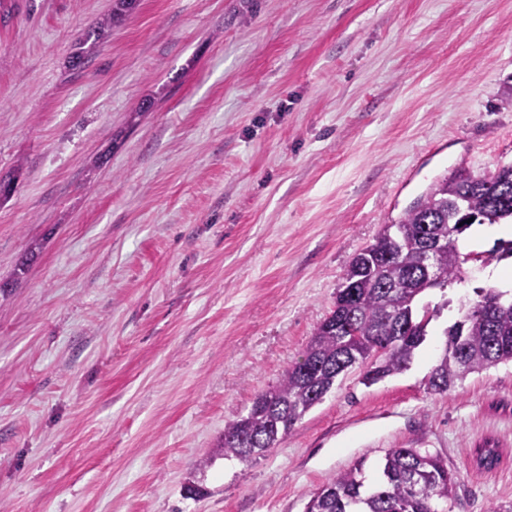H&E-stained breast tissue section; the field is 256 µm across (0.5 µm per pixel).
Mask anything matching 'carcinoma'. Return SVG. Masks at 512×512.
<instances>
[{
    "instance_id": "obj_1",
    "label": "carcinoma",
    "mask_w": 512,
    "mask_h": 512,
    "mask_svg": "<svg viewBox=\"0 0 512 512\" xmlns=\"http://www.w3.org/2000/svg\"><path fill=\"white\" fill-rule=\"evenodd\" d=\"M138 0H112V13L84 31L71 66L80 68L107 30L132 13ZM512 218V164L492 174L457 171L435 182L375 242L351 259L336 291L334 307L317 326L304 354L280 382L258 394L247 413L224 426L218 453L249 462L279 442L336 384L342 367L362 369L361 381L375 384L404 371L422 345L437 310L418 306L426 277L421 252L429 241L446 244L432 269L435 287L460 278L462 265L479 256L460 251L459 235L475 224ZM460 319L445 331L443 353L427 387L444 394L470 373L512 363V290L490 288L473 304L460 303ZM496 445L476 449L479 467L500 462ZM458 479L446 460L417 448H392L376 479L367 482L362 464L337 474L305 504V512H444L457 499Z\"/></svg>"
}]
</instances>
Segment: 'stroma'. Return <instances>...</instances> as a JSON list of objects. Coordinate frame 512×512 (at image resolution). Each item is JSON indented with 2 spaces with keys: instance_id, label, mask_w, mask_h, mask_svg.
Listing matches in <instances>:
<instances>
[{
  "instance_id": "obj_1",
  "label": "stroma",
  "mask_w": 512,
  "mask_h": 512,
  "mask_svg": "<svg viewBox=\"0 0 512 512\" xmlns=\"http://www.w3.org/2000/svg\"><path fill=\"white\" fill-rule=\"evenodd\" d=\"M111 11L0 0V512H304L392 448L447 460L448 512L511 505L512 364L426 384L479 261L426 295L407 370H352L250 462L216 449L384 225L512 162V0H140L72 68ZM138 0H113L112 13L99 18L84 31L78 41L76 51L71 56V66L81 68L89 59L90 51L97 48L107 30L132 13L138 6Z\"/></svg>"
}]
</instances>
